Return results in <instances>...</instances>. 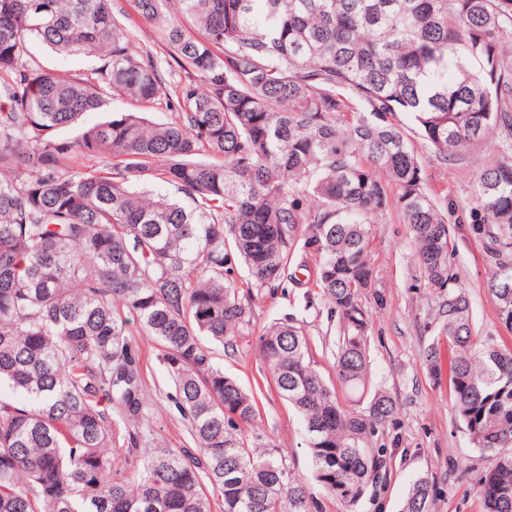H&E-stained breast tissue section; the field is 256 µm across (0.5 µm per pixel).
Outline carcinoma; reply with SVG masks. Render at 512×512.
<instances>
[{"label": "carcinoma", "instance_id": "cac0c4a2", "mask_svg": "<svg viewBox=\"0 0 512 512\" xmlns=\"http://www.w3.org/2000/svg\"><path fill=\"white\" fill-rule=\"evenodd\" d=\"M0 0V512H315L310 482L350 512L379 478L368 441L396 401L373 386L369 312L375 224L391 209L416 259L448 290L430 328L452 347L453 412L490 464L484 512H512V347L476 329L448 263V212L406 132L440 163L512 140V0ZM149 44L131 40L134 19ZM102 61L96 76L26 60L28 42ZM128 109L59 135L108 99ZM163 105L157 123L141 108ZM97 160L76 166L80 160ZM473 230L512 329V155L472 174ZM312 257L305 308L337 317L336 385L307 321L263 326L256 351L300 416L311 476L251 432L253 395L217 366L252 322L247 288ZM126 310L153 336L198 453L152 448L122 469L107 392L134 427L146 403ZM417 477L401 512H429Z\"/></svg>", "mask_w": 512, "mask_h": 512}]
</instances>
